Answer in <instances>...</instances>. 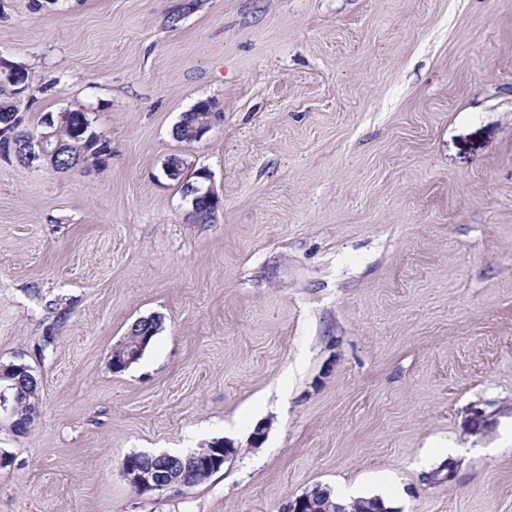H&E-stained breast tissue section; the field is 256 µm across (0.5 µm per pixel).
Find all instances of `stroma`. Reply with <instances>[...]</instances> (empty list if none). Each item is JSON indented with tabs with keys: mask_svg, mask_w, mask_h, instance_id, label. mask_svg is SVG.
Listing matches in <instances>:
<instances>
[{
	"mask_svg": "<svg viewBox=\"0 0 512 512\" xmlns=\"http://www.w3.org/2000/svg\"><path fill=\"white\" fill-rule=\"evenodd\" d=\"M0 56L28 128L82 105L111 147L0 158V363L39 383L0 512H512V0H0ZM224 440L192 488L123 473ZM209 112L204 111L202 109H198L196 105L193 106L188 112H185L183 115V119L179 124H176L173 130L174 137L181 142H192L201 140L203 136H205L212 128V122L208 119L203 122H200L196 127L189 128V135L192 140H188L186 138V133L188 126L190 124L198 123L199 121L205 119L206 115ZM149 338L150 336H145V333L135 336L131 325L127 336H124L112 350V369L123 371L136 364L141 359ZM314 498L315 496H312V492H306L295 499L289 500L288 504L284 507V512H316L318 510L324 511V512H350V510H347V508L343 505L336 504L335 510H328L326 509V505H331L329 498H327L326 505H316ZM318 501H322L320 498H316ZM330 503V504H329Z\"/></svg>",
	"mask_w": 512,
	"mask_h": 512,
	"instance_id": "35a3bbf8",
	"label": "stroma"
}]
</instances>
